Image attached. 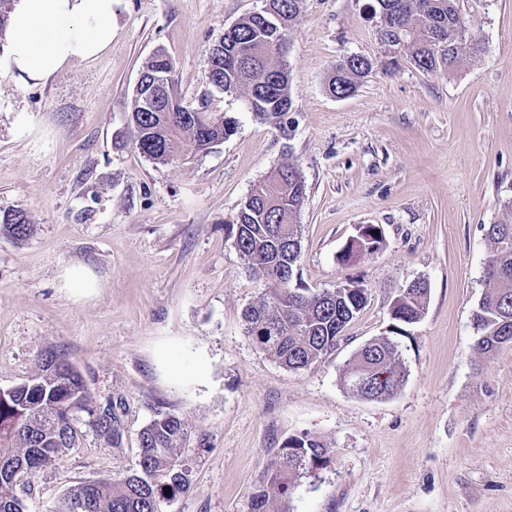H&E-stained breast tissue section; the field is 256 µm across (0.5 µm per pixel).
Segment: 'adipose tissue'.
<instances>
[{
    "label": "adipose tissue",
    "instance_id": "adipose-tissue-1",
    "mask_svg": "<svg viewBox=\"0 0 512 512\" xmlns=\"http://www.w3.org/2000/svg\"><path fill=\"white\" fill-rule=\"evenodd\" d=\"M114 0H15L9 15L11 49L0 72L26 82L102 54L112 41Z\"/></svg>",
    "mask_w": 512,
    "mask_h": 512
}]
</instances>
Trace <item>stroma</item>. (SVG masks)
Instances as JSON below:
<instances>
[{
	"mask_svg": "<svg viewBox=\"0 0 512 512\" xmlns=\"http://www.w3.org/2000/svg\"><path fill=\"white\" fill-rule=\"evenodd\" d=\"M368 0H304L282 62L286 130L257 120L244 94L208 81L210 48L261 0H114L112 42L47 81L0 75V211L34 233H0V390L68 359L122 437L86 433L16 493L24 512H55L74 485L134 471L139 433L181 417L189 488L163 512H252V496L288 437L328 448L297 482L288 512H512V349L474 352L486 291L484 225L512 219V0H459L481 54L426 72L391 56ZM190 106L236 130L198 159L153 163L132 142L131 101L156 50ZM375 67L350 97L327 94L337 61ZM306 184L299 273L313 291L362 280L368 302L334 354L289 370L261 350L243 315L262 285L228 230L242 202L285 163ZM384 245L350 265L359 227ZM429 286L422 318L397 334L407 370L394 396L368 400L341 372L388 335L397 291ZM0 230L10 237L23 240L33 233V224H30L25 211L21 209H11L5 211L0 216Z\"/></svg>",
	"mask_w": 512,
	"mask_h": 512,
	"instance_id": "obj_1",
	"label": "stroma"
}]
</instances>
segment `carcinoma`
I'll list each match as a JSON object with an SVG mask.
<instances>
[{
  "label": "carcinoma",
  "mask_w": 512,
  "mask_h": 512,
  "mask_svg": "<svg viewBox=\"0 0 512 512\" xmlns=\"http://www.w3.org/2000/svg\"><path fill=\"white\" fill-rule=\"evenodd\" d=\"M263 2L270 3V9L255 11L224 30V62L209 79L225 93L246 90L249 111L284 129L292 93L279 44L300 16L303 0ZM367 9L373 19L384 10L394 15V29L379 35L380 41L389 47L400 39L407 41L405 57L424 71H451L463 56L481 51L478 42L462 44L457 38L463 23L457 0H369ZM372 68L366 57L341 58L326 83L327 92L339 98L353 94ZM161 72L173 74L175 65L159 49L143 63L141 74L148 81ZM163 103L170 104L166 112L145 111L131 103L133 144L156 164L203 155L235 132L236 121L208 112L207 105H183L174 80ZM305 198L298 167L285 164L251 192L231 225L251 274L265 286L263 296L245 312L247 333L290 370L308 369L332 355L368 300V288L360 280L322 292L302 286L298 216ZM376 229L373 224L361 227L342 249L341 262L377 251L384 238L374 233ZM0 230L23 240L33 233V225L25 211L11 209L0 215ZM485 236L493 249L484 268L487 290L473 312V325L478 334L475 352L492 355L505 348L502 337L512 338V222L487 225ZM428 294L429 287L421 284L399 289L392 319L402 325L420 320ZM379 369L387 373L386 379L367 394L359 391L356 380ZM406 375L398 342L381 336L346 361L343 382L364 398L383 399L398 391ZM87 431L109 441L121 437L112 405L94 401L79 372L56 354L40 356L38 372L27 382L0 390V512H24L10 480L14 469L24 466L38 472L64 450L76 447ZM185 434L182 418L158 415L140 433L139 460L132 473L75 485L58 512H163L162 504L188 487L189 466L177 455ZM329 461L328 448L316 436L303 432L288 437L253 495L254 512H269L274 501L290 496L297 480Z\"/></svg>",
  "instance_id": "cac0c4a2"
}]
</instances>
